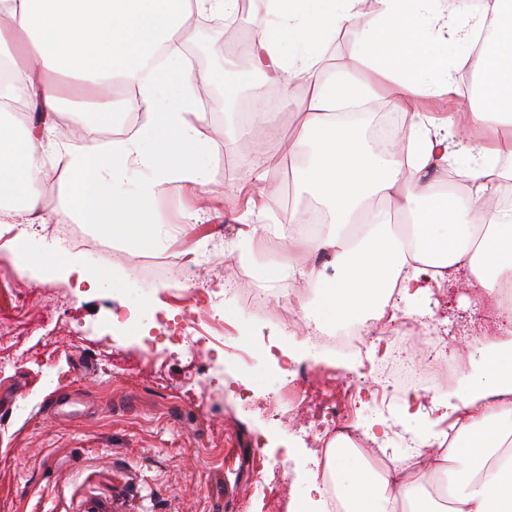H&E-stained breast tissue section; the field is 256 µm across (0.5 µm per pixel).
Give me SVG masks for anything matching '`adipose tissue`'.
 Instances as JSON below:
<instances>
[{
  "mask_svg": "<svg viewBox=\"0 0 512 512\" xmlns=\"http://www.w3.org/2000/svg\"><path fill=\"white\" fill-rule=\"evenodd\" d=\"M359 2L255 0L257 66L280 84L285 105L305 115L288 146L304 159L297 185L336 226L326 237L288 239L289 249L306 256L331 252L333 275L291 257L288 274L319 287L332 325L383 319L392 290L412 301L461 269L475 294L496 296L501 279H512V209L495 202L512 178L497 166L512 157V136L477 144L472 134L492 120L512 126V0H481L471 22L457 19L454 0H379L378 18L368 25L359 22ZM238 7L239 0H0V68L9 77L0 89V201L19 204L27 223H36L33 187L42 161L61 154L72 174L70 214L123 244L158 246L159 195L175 184L207 182L199 159L209 152L202 132L208 117L175 36L191 15L233 20ZM343 28L355 36L352 68L324 77L325 54ZM451 39L478 50L462 54L457 67L475 64L480 103L441 132L411 106L453 85L438 52ZM162 48L174 67L142 81L149 54ZM360 68L380 75L393 108L410 115L380 154L358 120L338 113L377 94L376 85L354 78ZM60 77L95 85L107 101L114 82L136 85L127 105L141 112V124L106 146L72 140L58 122L70 107ZM165 87L173 95L162 110ZM20 100L23 124L12 117ZM462 158L465 195L435 199L434 172ZM132 172L143 176L134 191L125 186ZM392 198L411 217L407 235L391 230L387 212L372 205ZM454 397L451 414L461 423L454 440L425 437L416 460L396 459L382 474L355 450L328 460L347 512H512V336L491 343L483 370L465 377Z\"/></svg>",
  "mask_w": 512,
  "mask_h": 512,
  "instance_id": "ef3b65f1",
  "label": "adipose tissue"
}]
</instances>
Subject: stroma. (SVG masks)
<instances>
[{"label": "stroma", "instance_id": "1", "mask_svg": "<svg viewBox=\"0 0 512 512\" xmlns=\"http://www.w3.org/2000/svg\"><path fill=\"white\" fill-rule=\"evenodd\" d=\"M186 45L196 55L198 84L231 86L220 25L196 23ZM463 52L449 44L443 59L456 74L457 93L423 96L417 111H460L474 83L471 70L456 68ZM200 108L209 116V183L159 197L161 245L132 248L66 216L70 175L59 158L46 159L35 187L41 230L0 223V316L10 328L0 338V512H270L253 487L276 463L290 475L281 496L301 499L324 421L287 430L293 403L284 397L288 374L278 366L286 348L356 422L388 424L383 445L391 456L405 455V438L445 427L429 405L447 399L455 383L423 388L422 410L406 413L378 386L373 368L388 355L370 353L373 334L348 350L289 343L266 304L287 301L296 282L285 274L267 279L265 271L283 254L277 231L313 204L288 178L301 161L227 149L251 114L225 112L214 98ZM268 167L277 174L271 199L257 178ZM247 224L270 231L245 243ZM62 227L82 242L74 258L118 271L111 287L90 289L70 268L49 274L18 265L17 243L33 252L59 250ZM191 287L204 289L215 305L194 306L186 295ZM415 308L439 318L465 372L480 362L483 337L500 330L495 299L477 301L462 277ZM185 318L208 336L201 355L167 330ZM228 346L246 351L258 369L245 373L225 362Z\"/></svg>", "mask_w": 512, "mask_h": 512}]
</instances>
